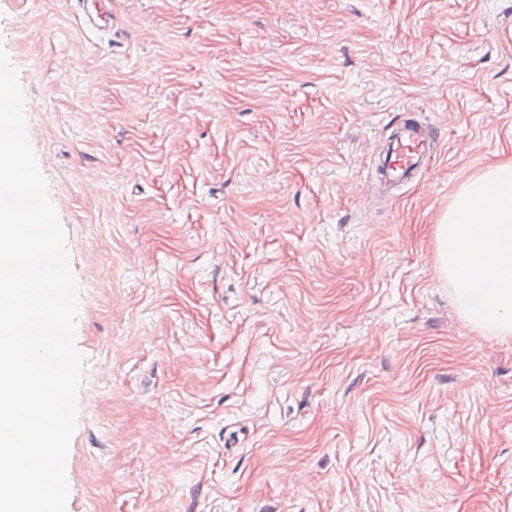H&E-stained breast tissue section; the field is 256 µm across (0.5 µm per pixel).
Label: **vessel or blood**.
I'll list each match as a JSON object with an SVG mask.
<instances>
[{"instance_id":"obj_1","label":"vessel or blood","mask_w":512,"mask_h":512,"mask_svg":"<svg viewBox=\"0 0 512 512\" xmlns=\"http://www.w3.org/2000/svg\"><path fill=\"white\" fill-rule=\"evenodd\" d=\"M432 143L427 127L419 119H404L388 142L375 170L376 177L395 189L412 184L430 156Z\"/></svg>"}]
</instances>
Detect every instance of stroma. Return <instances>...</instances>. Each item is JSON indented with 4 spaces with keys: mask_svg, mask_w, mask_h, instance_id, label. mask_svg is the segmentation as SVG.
<instances>
[{
    "mask_svg": "<svg viewBox=\"0 0 512 512\" xmlns=\"http://www.w3.org/2000/svg\"><path fill=\"white\" fill-rule=\"evenodd\" d=\"M107 6L0 0L81 289L67 512H512V335L434 258L512 158V0ZM432 143V136L419 119H404L391 135L375 170L376 177L395 189L412 184L430 156Z\"/></svg>",
    "mask_w": 512,
    "mask_h": 512,
    "instance_id": "stroma-1",
    "label": "stroma"
}]
</instances>
